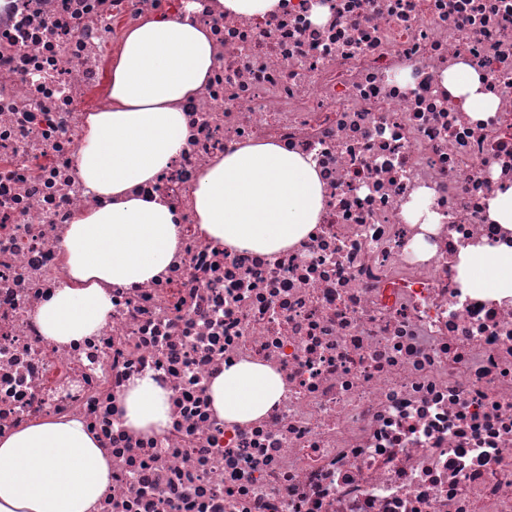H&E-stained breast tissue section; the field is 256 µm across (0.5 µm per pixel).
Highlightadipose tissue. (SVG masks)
<instances>
[{
    "mask_svg": "<svg viewBox=\"0 0 512 512\" xmlns=\"http://www.w3.org/2000/svg\"><path fill=\"white\" fill-rule=\"evenodd\" d=\"M185 14L131 29L114 69V108L90 114L77 174L88 192L108 197L103 208L71 224L64 246L72 286L58 290L37 313L46 340L71 343L102 327L112 308L108 286L131 288L154 279L177 249L176 216L160 196L138 194L175 161L188 135L177 101L205 84L213 48L202 23ZM444 88L464 98L475 118L492 116L493 97L470 69L445 76ZM323 187L313 163L273 143L226 151L202 175L194 209L203 234L217 243L263 255L291 247L316 224ZM458 279L466 288L512 297V244L461 253ZM219 416L243 422L265 414L282 394L264 366L239 364L211 383ZM126 423L143 431L167 426L165 392L136 381L123 399ZM112 479L95 435L75 419L53 418L0 436V512H95Z\"/></svg>",
    "mask_w": 512,
    "mask_h": 512,
    "instance_id": "obj_1",
    "label": "adipose tissue"
}]
</instances>
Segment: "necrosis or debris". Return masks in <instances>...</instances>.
Returning a JSON list of instances; mask_svg holds the SVG:
<instances>
[{
    "label": "necrosis or debris",
    "instance_id": "4bbe7bcc",
    "mask_svg": "<svg viewBox=\"0 0 512 512\" xmlns=\"http://www.w3.org/2000/svg\"><path fill=\"white\" fill-rule=\"evenodd\" d=\"M198 2L211 75L143 187L176 214V255L109 287L106 324L66 345L36 314L69 284L70 224L104 204L76 176L87 117L113 107L127 32L184 3L0 6V436L81 421L112 466L97 512H512V298L457 277L463 250L504 236L486 204L512 185V0H285L248 18ZM461 64L498 101L488 119L442 86ZM261 142L310 157L325 192L271 256L207 238L194 210L199 174ZM418 197L436 223L404 218ZM239 363L283 384L242 423L209 397ZM146 377L169 405L150 436L120 406Z\"/></svg>",
    "mask_w": 512,
    "mask_h": 512
}]
</instances>
